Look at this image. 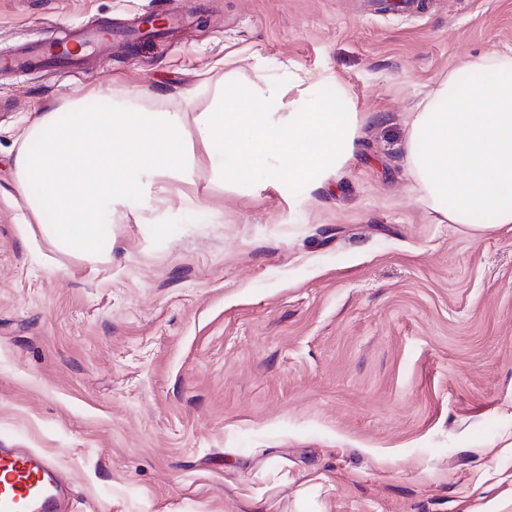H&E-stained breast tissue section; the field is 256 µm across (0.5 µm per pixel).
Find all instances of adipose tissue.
Returning <instances> with one entry per match:
<instances>
[{
  "instance_id": "ef3b65f1",
  "label": "adipose tissue",
  "mask_w": 512,
  "mask_h": 512,
  "mask_svg": "<svg viewBox=\"0 0 512 512\" xmlns=\"http://www.w3.org/2000/svg\"><path fill=\"white\" fill-rule=\"evenodd\" d=\"M286 87L228 91L202 114L199 141L176 136V112L126 106L108 112L44 113L14 159L17 188L57 249L107 263L104 215L156 182H191L198 152L225 181L272 172L278 187H323L354 160L368 113L322 80L286 102ZM403 151L419 202L439 223L486 235L512 224V57L496 52L449 72L412 108Z\"/></svg>"
}]
</instances>
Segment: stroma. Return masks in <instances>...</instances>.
<instances>
[{
	"mask_svg": "<svg viewBox=\"0 0 512 512\" xmlns=\"http://www.w3.org/2000/svg\"><path fill=\"white\" fill-rule=\"evenodd\" d=\"M0 0V56L94 23L171 30L67 75L0 72V444L51 457L68 512H512V230L417 200L415 100L512 54V0ZM333 77L370 113L329 186L193 184L112 207V263L54 247L16 188L42 112H178L229 81Z\"/></svg>",
	"mask_w": 512,
	"mask_h": 512,
	"instance_id": "35a3bbf8",
	"label": "stroma"
}]
</instances>
